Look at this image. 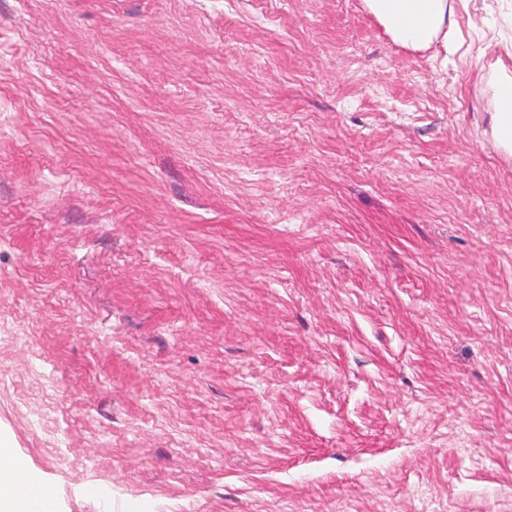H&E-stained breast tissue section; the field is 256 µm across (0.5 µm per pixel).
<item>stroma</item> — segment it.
<instances>
[{
    "instance_id": "35a3bbf8",
    "label": "stroma",
    "mask_w": 512,
    "mask_h": 512,
    "mask_svg": "<svg viewBox=\"0 0 512 512\" xmlns=\"http://www.w3.org/2000/svg\"><path fill=\"white\" fill-rule=\"evenodd\" d=\"M0 0V441L57 512H512V0ZM370 14L406 48L448 47L454 35L453 0H364ZM491 130L501 153L512 158V111L505 106L497 112H491Z\"/></svg>"
}]
</instances>
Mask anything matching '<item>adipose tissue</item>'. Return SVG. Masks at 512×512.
Instances as JSON below:
<instances>
[{
	"label": "adipose tissue",
	"mask_w": 512,
	"mask_h": 512,
	"mask_svg": "<svg viewBox=\"0 0 512 512\" xmlns=\"http://www.w3.org/2000/svg\"><path fill=\"white\" fill-rule=\"evenodd\" d=\"M370 14L404 47L447 45L454 32L453 0H364ZM52 489L28 472L12 450H0V512H55Z\"/></svg>",
	"instance_id": "ef3b65f1"
}]
</instances>
